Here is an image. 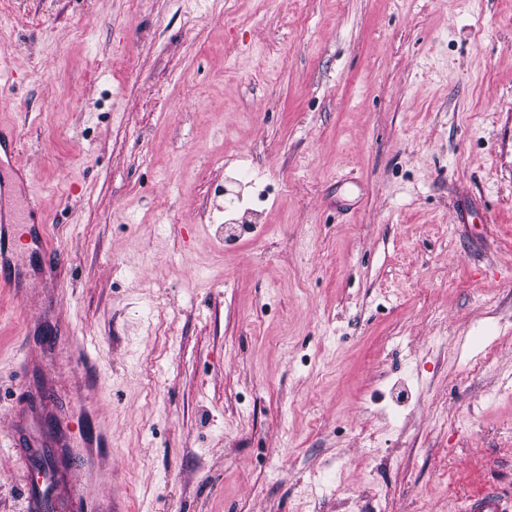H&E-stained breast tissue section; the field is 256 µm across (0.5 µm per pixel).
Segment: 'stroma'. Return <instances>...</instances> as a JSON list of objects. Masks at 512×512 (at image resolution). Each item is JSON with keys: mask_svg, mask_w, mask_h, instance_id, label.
Returning a JSON list of instances; mask_svg holds the SVG:
<instances>
[{"mask_svg": "<svg viewBox=\"0 0 512 512\" xmlns=\"http://www.w3.org/2000/svg\"><path fill=\"white\" fill-rule=\"evenodd\" d=\"M0 75V512L28 433L126 512L512 495V0H0ZM0 184V261L3 255L10 249V239L5 240L3 231L7 225L17 224H28L32 221V215L36 213V203L29 194H25L23 201L18 204L8 203V206L4 202V195H2ZM2 231V238H1Z\"/></svg>", "mask_w": 512, "mask_h": 512, "instance_id": "obj_1", "label": "stroma"}]
</instances>
